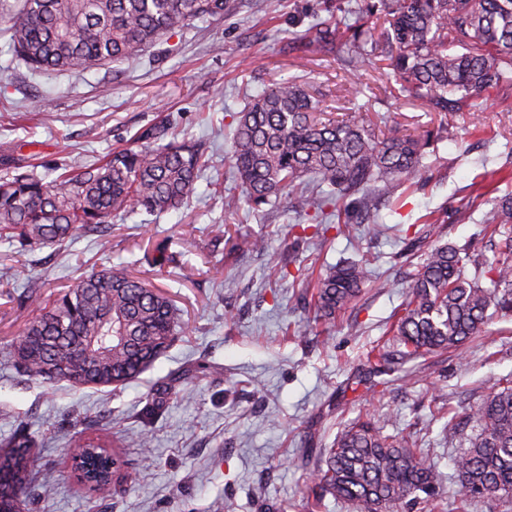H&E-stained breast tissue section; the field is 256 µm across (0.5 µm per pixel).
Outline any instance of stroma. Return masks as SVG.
<instances>
[{"instance_id": "35a3bbf8", "label": "stroma", "mask_w": 512, "mask_h": 512, "mask_svg": "<svg viewBox=\"0 0 512 512\" xmlns=\"http://www.w3.org/2000/svg\"><path fill=\"white\" fill-rule=\"evenodd\" d=\"M357 3L280 0L271 13L266 0H227L223 17L181 28L136 59L52 75L30 71L0 36V177L31 169L52 180L57 168L92 164L157 123L206 141L211 155L180 210L122 213L109 234L81 230L62 247L22 253L0 238V351L34 315L19 302L29 285L48 296L101 263L167 291L188 323L151 369L114 393L64 382L46 387L0 360V441L25 427L37 442L33 475L56 487L51 497L27 500L24 512H212L217 502L225 512H357L314 489L299 451L332 447L365 411L386 433L412 434L434 459L448 512H512V501L460 503L453 461L462 435L430 412L437 400L449 414L461 413L512 374V315L489 323L462 351L401 360L392 373L366 364L429 244L468 245L492 259L480 230L490 200L512 192V87L485 93L479 121L457 118L426 159L422 189L365 223L329 230L322 242L302 238L310 219L286 208L249 214L230 175L225 124L249 94L282 79L305 83L326 118L394 125L413 138L437 128V113L416 100H393L377 71L352 78L338 54L299 64L295 45L315 17L354 22ZM461 140L469 152L459 151ZM228 222L236 233L265 235L268 251L230 250ZM428 222L436 228L424 243ZM163 241L162 263H149L147 254ZM283 256L287 273L270 282V267ZM361 261L388 288L365 285L334 321L315 320L302 299L306 278ZM306 318L307 336L285 334L286 324ZM187 369L196 372L193 382L167 396L162 413L143 425L155 384ZM145 426L152 451L126 449L133 479L117 486L111 501L63 480L74 431L116 441Z\"/></svg>"}]
</instances>
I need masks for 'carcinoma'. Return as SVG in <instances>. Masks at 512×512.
Returning a JSON list of instances; mask_svg holds the SVG:
<instances>
[{"instance_id":"cac0c4a2","label":"carcinoma","mask_w":512,"mask_h":512,"mask_svg":"<svg viewBox=\"0 0 512 512\" xmlns=\"http://www.w3.org/2000/svg\"><path fill=\"white\" fill-rule=\"evenodd\" d=\"M226 0H20L5 33L13 55L31 71L61 72L139 56L165 35L224 15ZM358 24L324 21L298 50L305 56L339 51L354 77L387 62L400 91L424 99L442 116L439 132L461 112L474 114L490 88L512 86V0H362ZM318 103L295 79L250 96L232 116L228 141L233 175L252 211L285 201L299 216L331 224L342 216L375 215L415 184L429 139L376 133L371 125L317 118ZM209 165L202 145L150 126L132 145L101 163L49 182L30 171L0 178V237L21 248L60 246L83 228L106 232L112 215L138 207L148 214L181 208ZM485 233L498 253L474 263L466 249L435 245L409 273L406 300L392 325L401 357L460 349L497 315L512 313V195L485 215ZM232 248L265 252L263 236H228ZM474 265L468 276L467 265ZM371 277L368 263L328 266L305 290L314 319L330 320L358 297ZM26 301L36 315L0 356L22 376L47 385L110 387L118 391L150 369L185 333L181 310L164 291L109 267L92 268L78 284ZM175 389L163 380L142 410L152 418ZM468 447L456 458L458 496L512 498V375L464 412ZM34 438L19 431L0 458V512L20 508L31 484ZM149 450L148 435L112 443L79 432L71 438L70 477L105 498L129 478L122 449ZM313 479L322 491L359 512H403L437 506L441 473L417 452L411 436L384 433L358 418L320 457Z\"/></svg>"}]
</instances>
